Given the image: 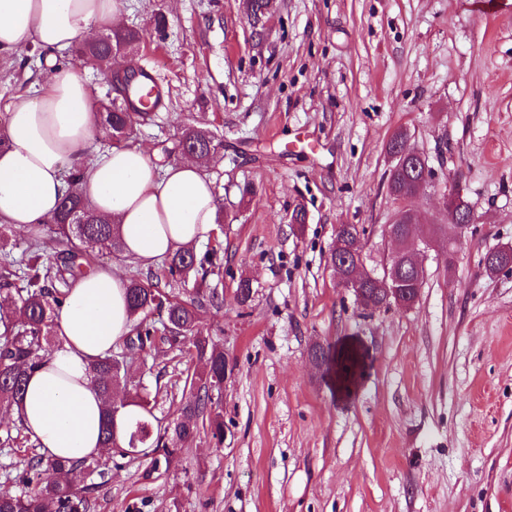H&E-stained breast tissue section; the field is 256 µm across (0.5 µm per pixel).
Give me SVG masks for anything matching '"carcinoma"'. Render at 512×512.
Here are the masks:
<instances>
[{"instance_id":"cac0c4a2","label":"carcinoma","mask_w":512,"mask_h":512,"mask_svg":"<svg viewBox=\"0 0 512 512\" xmlns=\"http://www.w3.org/2000/svg\"><path fill=\"white\" fill-rule=\"evenodd\" d=\"M273 0H252L251 20L258 24L271 12ZM144 39L141 30L128 29L109 32L91 44L82 43L77 48L79 56L94 61L105 74L114 75L118 84L113 86L115 95L102 103L100 131L112 146H126L141 126L150 125L157 114L131 107L128 93L135 72L123 69L112 73V67L120 64L121 47L139 43ZM191 150L194 156L208 160L215 150L214 136L210 131L192 124L181 127L172 149L165 151L166 158ZM418 160L410 159L401 169L389 172L387 188L390 195L399 200L415 193L414 182ZM80 171L72 168L66 179L71 191L61 200L59 208L49 224L54 226L55 241L60 249L56 258L49 259L41 253L39 241L30 244V259L25 263V286L17 291L14 314L0 315L3 332L0 333V410H11L20 403L29 374L42 366L51 354V333L58 310L67 297L69 282L91 271L95 266L94 249H117L120 237L117 228L108 219L95 213L77 188ZM216 253L197 257L186 248L166 258L161 273L149 271L141 278L133 277L127 288L132 312L143 319L134 322L123 341V351L111 353L93 360L89 375L101 393L110 398L116 388L127 385L128 368L125 352L144 351L158 329L146 322L152 313L161 316L163 339L170 349L182 350L186 345L195 349L203 360V370L192 378L197 392L182 402L176 419L162 426L151 418L138 419L128 426L126 446L132 439L147 449L144 458L153 468L170 465L174 448L166 447L163 439L167 434L179 438H192L200 432V420L208 419L207 431L216 446L224 442V422L220 415L208 413L213 396L224 390L226 361L224 352L210 345L199 327L198 308L204 302L215 304L219 300L217 289L202 291L198 288L186 299H178L165 291L172 283L186 284L204 265L214 266ZM324 358L336 365L340 376L353 375L357 357L344 353L338 357L325 354ZM99 472V461L86 458L70 461L60 458L46 459L33 455L27 470L21 476L22 488L17 494L0 495V512H92L93 504L88 487L78 486L77 473Z\"/></svg>"}]
</instances>
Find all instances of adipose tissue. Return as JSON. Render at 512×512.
<instances>
[{
	"instance_id": "ef3b65f1",
	"label": "adipose tissue",
	"mask_w": 512,
	"mask_h": 512,
	"mask_svg": "<svg viewBox=\"0 0 512 512\" xmlns=\"http://www.w3.org/2000/svg\"><path fill=\"white\" fill-rule=\"evenodd\" d=\"M121 0H0V53L48 55L122 25ZM0 224L40 233L69 186L65 163L82 168L80 189L92 208L118 226L122 253L150 265L208 238L217 199L200 161L185 157L158 168L139 145L92 153L99 109L78 67L51 66L34 92L0 107ZM129 280L119 266L76 279L53 330L58 348L29 378L14 415L48 458L77 461L103 453L107 402L88 365L129 333Z\"/></svg>"
}]
</instances>
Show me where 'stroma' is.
<instances>
[{
    "label": "stroma",
    "mask_w": 512,
    "mask_h": 512,
    "mask_svg": "<svg viewBox=\"0 0 512 512\" xmlns=\"http://www.w3.org/2000/svg\"><path fill=\"white\" fill-rule=\"evenodd\" d=\"M474 2L276 0L255 26L246 0H125L126 26L146 31L125 61L167 92L134 142L159 162L182 125L218 140L219 222L194 250L221 259L200 325L226 360L224 444L200 431L154 472L107 451L95 512H512V269L482 264L512 244V0ZM40 60L0 54V105ZM400 129L433 169L409 203L430 242L425 284L411 308L367 312L328 256L340 224L370 230L368 267L391 252L386 144ZM456 185L475 221L449 265L441 198ZM316 344L365 351L352 396L313 364ZM127 363L125 396L164 423L202 368L160 341Z\"/></svg>",
    "instance_id": "obj_1"
}]
</instances>
